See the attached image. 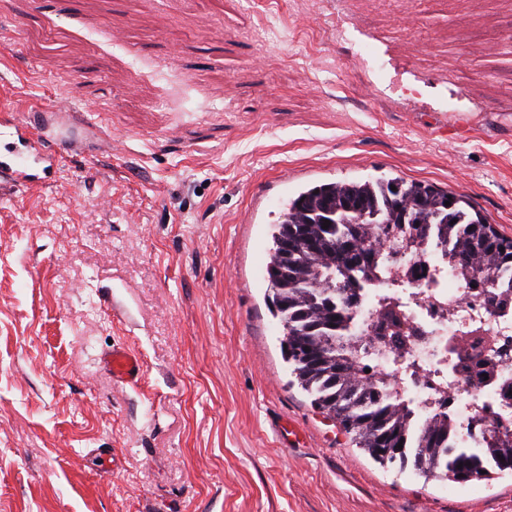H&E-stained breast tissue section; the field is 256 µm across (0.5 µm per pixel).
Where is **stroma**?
<instances>
[{"label":"stroma","instance_id":"obj_1","mask_svg":"<svg viewBox=\"0 0 512 512\" xmlns=\"http://www.w3.org/2000/svg\"><path fill=\"white\" fill-rule=\"evenodd\" d=\"M338 2L0 0V109L84 116L56 185L0 192V512H512V473L384 467L291 382L259 273L289 198L401 176L512 236V0H357L406 101ZM358 12L353 8V3L348 6L347 1H341L336 9V14L329 21L328 31L336 36V42H350V28L357 24ZM356 45V58L368 72L374 74L380 82L387 79V67L385 61L377 54L374 48L365 42L354 43ZM104 365L112 372L115 382L136 385L143 377L140 356L126 347H113L103 357Z\"/></svg>","mask_w":512,"mask_h":512}]
</instances>
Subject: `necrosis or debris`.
I'll use <instances>...</instances> for the list:
<instances>
[{
    "mask_svg": "<svg viewBox=\"0 0 512 512\" xmlns=\"http://www.w3.org/2000/svg\"><path fill=\"white\" fill-rule=\"evenodd\" d=\"M390 275L401 284L403 316H385L378 303L381 285L364 288L355 307L358 326L372 328L378 349L362 357L361 366L386 374L392 394L412 402L413 425L437 413L449 415L450 440L460 447H475L499 428L512 431V277L471 287L431 239L395 258ZM491 294L505 298V305L489 307ZM465 326L496 336L502 355L494 374L479 375L460 359L443 363L449 339Z\"/></svg>",
    "mask_w": 512,
    "mask_h": 512,
    "instance_id": "obj_1",
    "label": "necrosis or debris"
}]
</instances>
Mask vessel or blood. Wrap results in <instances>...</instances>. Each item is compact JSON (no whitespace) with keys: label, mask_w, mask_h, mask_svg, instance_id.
Listing matches in <instances>:
<instances>
[{"label":"vessel or blood","mask_w":512,"mask_h":512,"mask_svg":"<svg viewBox=\"0 0 512 512\" xmlns=\"http://www.w3.org/2000/svg\"><path fill=\"white\" fill-rule=\"evenodd\" d=\"M43 126L16 117L13 113L0 114V188L30 186L47 179L61 159L76 155V142L60 139L45 145ZM115 382L136 385L143 377L140 356L126 347H115L103 357Z\"/></svg>","instance_id":"b4317fda"}]
</instances>
